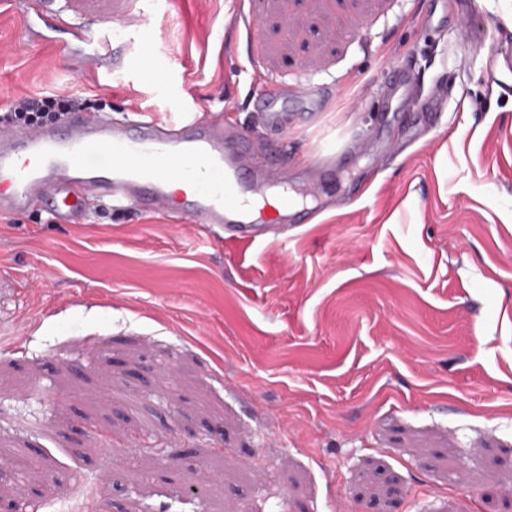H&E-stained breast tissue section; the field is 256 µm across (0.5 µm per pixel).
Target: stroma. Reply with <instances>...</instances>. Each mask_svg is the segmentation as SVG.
Segmentation results:
<instances>
[{"label":"stroma","mask_w":512,"mask_h":512,"mask_svg":"<svg viewBox=\"0 0 512 512\" xmlns=\"http://www.w3.org/2000/svg\"><path fill=\"white\" fill-rule=\"evenodd\" d=\"M67 2L132 42L76 79L65 33L27 43L0 6V114L51 92L207 111L303 190L322 132H374L384 59L446 84L448 110L415 143L391 121L385 147L321 180L310 223L253 242L158 212L0 215L11 512H512V0L450 5L479 16L480 43L423 30L431 0ZM273 80H336L365 103L340 88L315 126L274 130L255 102Z\"/></svg>","instance_id":"1"}]
</instances>
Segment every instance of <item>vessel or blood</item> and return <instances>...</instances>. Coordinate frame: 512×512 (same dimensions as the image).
Instances as JSON below:
<instances>
[{
	"label": "vessel or blood",
	"mask_w": 512,
	"mask_h": 512,
	"mask_svg": "<svg viewBox=\"0 0 512 512\" xmlns=\"http://www.w3.org/2000/svg\"><path fill=\"white\" fill-rule=\"evenodd\" d=\"M27 13L51 14L59 29L79 45L77 64L112 65V46L125 40L121 25L101 30L97 23L72 17L66 0H26ZM387 78L371 109L416 115L442 112L445 98L423 94L420 79L402 62L385 66ZM291 97L309 121H317L330 98L326 86L305 81L291 85ZM284 100L263 94L270 128L285 120ZM357 148L355 136L327 133L308 163L315 174L331 175L342 157ZM280 174L274 162L253 163L244 134L225 131L209 116L193 115L162 123L135 110L71 113L60 124H0V215L36 209L50 222L73 220L82 208L104 205L161 212L176 224L219 230L221 239L247 241L263 234L252 210L268 201V185ZM271 223L302 224L297 192L282 188Z\"/></svg>",
	"instance_id": "b4317fda"
}]
</instances>
